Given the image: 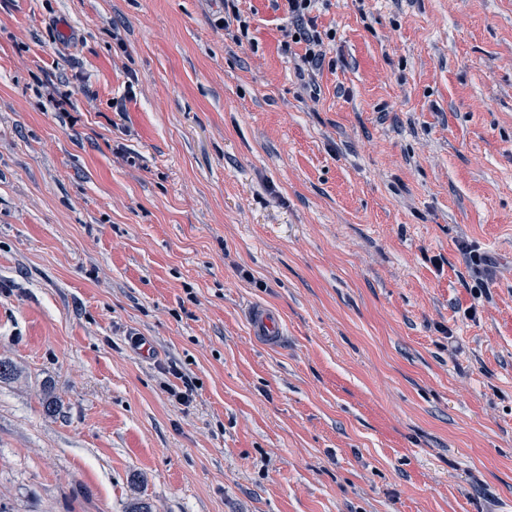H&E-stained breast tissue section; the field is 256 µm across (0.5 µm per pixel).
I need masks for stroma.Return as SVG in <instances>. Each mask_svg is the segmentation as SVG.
Masks as SVG:
<instances>
[{
	"instance_id": "obj_1",
	"label": "stroma",
	"mask_w": 512,
	"mask_h": 512,
	"mask_svg": "<svg viewBox=\"0 0 512 512\" xmlns=\"http://www.w3.org/2000/svg\"><path fill=\"white\" fill-rule=\"evenodd\" d=\"M237 7L0 0V512H512V0ZM235 0H224V29L229 30L233 22L237 24V34L233 37L237 41H241L242 38H249L250 21L246 18H242L239 9L235 5ZM285 11L291 19L292 27L283 28L281 47L292 55L293 44H304V53L294 57L295 69L304 87H315L317 71L323 66L327 47L335 40L336 33L332 30L318 29V17L322 10L330 5V0H282ZM298 35V40H294ZM248 318L253 336L266 346H275L283 336L281 320L269 307L253 306L248 313Z\"/></svg>"
}]
</instances>
